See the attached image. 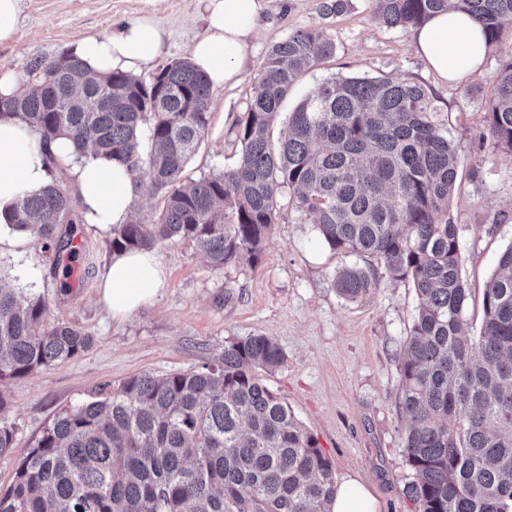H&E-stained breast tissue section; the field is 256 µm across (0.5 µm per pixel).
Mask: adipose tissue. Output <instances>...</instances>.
Listing matches in <instances>:
<instances>
[{
    "mask_svg": "<svg viewBox=\"0 0 512 512\" xmlns=\"http://www.w3.org/2000/svg\"><path fill=\"white\" fill-rule=\"evenodd\" d=\"M204 3L207 25L191 42L190 60L207 74L212 86L236 83L266 0ZM411 36L418 55L445 81L479 71L488 51L480 24L454 11L435 13L412 28ZM164 40L165 32L154 17L141 15L119 31L78 39L68 51L92 72L106 76L116 69L137 72L150 65L161 54ZM56 171L66 175L84 223L106 232L129 221L135 186L125 161L79 155L66 136L39 148L17 116L0 113V227L18 201L40 193ZM165 282L166 270L154 252L127 251L113 254L98 294L112 320L121 321L154 299ZM328 512H379V503L348 474L338 481Z\"/></svg>",
    "mask_w": 512,
    "mask_h": 512,
    "instance_id": "1",
    "label": "adipose tissue"
}]
</instances>
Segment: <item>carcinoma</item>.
<instances>
[{
    "label": "carcinoma",
    "instance_id": "carcinoma-1",
    "mask_svg": "<svg viewBox=\"0 0 512 512\" xmlns=\"http://www.w3.org/2000/svg\"><path fill=\"white\" fill-rule=\"evenodd\" d=\"M370 2L391 27L413 28L448 9L467 14L490 47L512 30V0ZM335 51L318 26L272 44L233 126L237 164L188 183L183 174L209 125L211 97L207 76L188 61L145 82L119 70L98 77L64 51L36 58L31 90L0 99V111L17 115L43 149L64 134L81 156L124 159L136 184L148 131L151 187L163 207L149 223L135 216L112 227L114 253L179 239L214 269L254 263L286 196L331 251L381 260L418 298L400 354L398 412L412 470L405 496L419 512H512V244L485 285L480 331L470 335L460 231L448 216L459 152L420 83L326 79L273 138L288 93ZM487 120L494 147L512 154V52L499 60ZM79 223L55 176L11 217V227L33 236L52 269L64 272L78 253ZM334 286L355 301L377 288V278L345 268ZM46 308L41 295L23 301L0 284V382L89 346L83 330L46 324ZM284 361L275 340L253 334L200 369L102 388L98 399L58 415L19 460L0 489V512H327L332 463L257 375ZM12 448L0 396V456Z\"/></svg>",
    "mask_w": 512,
    "mask_h": 512
}]
</instances>
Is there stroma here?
Here are the masks:
<instances>
[{
	"label": "stroma",
	"mask_w": 512,
	"mask_h": 512,
	"mask_svg": "<svg viewBox=\"0 0 512 512\" xmlns=\"http://www.w3.org/2000/svg\"><path fill=\"white\" fill-rule=\"evenodd\" d=\"M321 3L269 0L240 82L211 92L209 126L184 175L196 180L235 165L239 147L232 127L247 108L269 47L302 27L326 29L335 40V55L298 82L284 109L292 111L312 87L339 76L409 79L433 91L436 120L459 148L448 213L460 228L461 276L471 293L464 328L477 332L485 284L499 253L512 244V155L479 139L487 131L486 104L498 63L512 52V33L489 50L480 73L446 83L413 51L410 29L385 24L369 0H349L337 16L323 15ZM146 12L167 33L161 56L139 74L150 80L156 69L188 58L191 38L204 32L199 0H22L18 35L0 45V71L26 76L33 59L51 58L79 38L118 30ZM475 169L480 178H472ZM73 236L79 281L67 291L61 288L63 275L52 274L34 242L21 250L0 245V277L21 297L43 295L46 323L66 322L92 338L90 348L64 363L0 383L15 430L12 452L0 457V487L11 483L17 461L59 413L95 400L100 388L119 387L142 373L195 370L220 357L225 344L263 334L285 354L282 367L262 374L263 383L315 436L335 475L357 474L380 512H417L403 493L411 470L396 407L400 349L417 297L411 285L390 281L380 260L331 252L313 224L288 207L254 263L215 270L192 242L158 245L155 254L167 272L164 291L117 324L97 293L111 257L108 235L78 224ZM345 267L374 270L376 288L358 300L343 299L333 279Z\"/></svg>",
	"instance_id": "1"
}]
</instances>
